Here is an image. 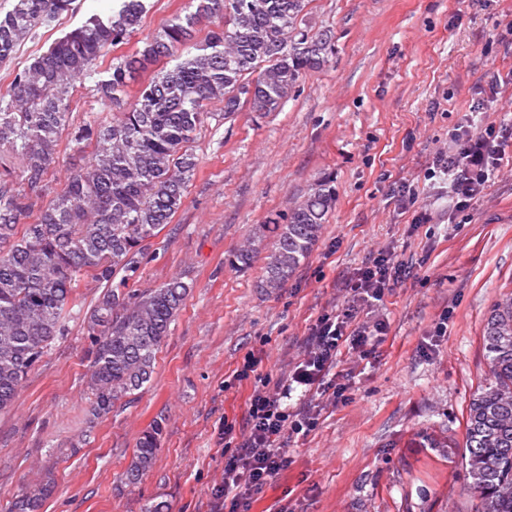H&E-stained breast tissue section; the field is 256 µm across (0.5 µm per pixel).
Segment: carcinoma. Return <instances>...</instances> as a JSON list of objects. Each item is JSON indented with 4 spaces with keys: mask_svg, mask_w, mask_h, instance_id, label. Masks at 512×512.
Here are the masks:
<instances>
[{
    "mask_svg": "<svg viewBox=\"0 0 512 512\" xmlns=\"http://www.w3.org/2000/svg\"><path fill=\"white\" fill-rule=\"evenodd\" d=\"M74 0H16L0 14V63L38 27L74 10ZM307 0H197L196 9L171 18L143 48L98 65L106 46L125 43L141 26L149 0H112L107 12L86 15L79 26L16 72L0 90V151L20 155L19 180L0 172V413L12 406L29 371L68 333L67 318L82 278L112 283L136 272L150 240L183 207L197 168L189 149L220 104L229 116L248 106L276 112L304 75L331 64L332 36L307 24ZM224 24L196 41L197 27ZM165 66L129 87L145 72ZM96 76L112 121L87 113L71 125L76 81ZM69 131L73 152L92 149L55 196L47 175L56 147ZM49 201H44L45 197ZM336 201L322 179L273 223L262 287H283L309 257ZM262 236L235 252L230 264L251 267ZM189 286L179 278L138 293L109 287L90 317V373L95 415L140 390L154 373ZM488 361L485 385L470 402L464 464L476 512H512V293L497 301L483 331ZM162 428L139 437L129 484L153 464ZM42 492L17 498L9 512H38Z\"/></svg>",
    "mask_w": 512,
    "mask_h": 512,
    "instance_id": "cac0c4a2",
    "label": "carcinoma"
}]
</instances>
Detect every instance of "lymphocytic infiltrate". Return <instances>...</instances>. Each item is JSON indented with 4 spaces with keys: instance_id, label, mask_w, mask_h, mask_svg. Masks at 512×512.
<instances>
[{
    "instance_id": "obj_1",
    "label": "lymphocytic infiltrate",
    "mask_w": 512,
    "mask_h": 512,
    "mask_svg": "<svg viewBox=\"0 0 512 512\" xmlns=\"http://www.w3.org/2000/svg\"><path fill=\"white\" fill-rule=\"evenodd\" d=\"M455 152L438 155L434 166L446 176L451 188L453 209L465 212L488 186L505 155L507 141L494 127L469 133L453 129ZM385 329L383 322L356 324L352 315L336 313L320 315L309 337L308 348L291 373L276 383L255 389L249 400L247 430L237 433L235 424L225 423L226 437L240 435L241 440L224 458V507L226 512H238L248 505L251 497L274 481L286 470L289 459L282 444L289 435L307 432L313 425L304 410L290 411L283 401L293 387L304 392L319 390L333 402L345 401L346 385L330 380L343 352L355 351L360 359L371 354L372 339Z\"/></svg>"
}]
</instances>
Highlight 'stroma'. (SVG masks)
Returning <instances> with one entry per match:
<instances>
[{
    "label": "stroma",
    "instance_id": "1",
    "mask_svg": "<svg viewBox=\"0 0 512 512\" xmlns=\"http://www.w3.org/2000/svg\"><path fill=\"white\" fill-rule=\"evenodd\" d=\"M130 40L99 60L134 52L189 0H151ZM37 28L0 65V88L90 11ZM313 30H330L329 67L308 73L279 111L211 115L192 144L198 167L183 207L153 238L123 291L179 277L191 290L161 344L149 384L94 417L86 380L87 320L103 284L85 279L68 334L27 375L0 414V512L42 484L40 512H224L225 421L243 426L261 381L302 359L327 311L383 320L361 362L336 368L348 401L305 408L317 425L286 441L289 465L249 512H475L461 465L470 400L484 384V324L512 292V158L504 159L467 217L453 215L426 170L448 137L512 121V84L478 109L486 75L512 72L500 42L512 0H310ZM321 178L336 203L310 255L279 290L261 288L264 260L229 264L254 229L287 216ZM427 213L429 223L413 218ZM385 256L383 300L367 306L348 282ZM443 335H436V326ZM253 372L238 378L245 359ZM161 423L159 450L138 485L125 482L141 434Z\"/></svg>",
    "mask_w": 512,
    "mask_h": 512
}]
</instances>
